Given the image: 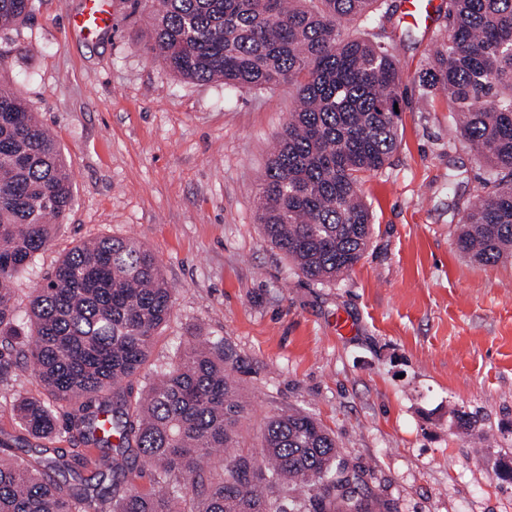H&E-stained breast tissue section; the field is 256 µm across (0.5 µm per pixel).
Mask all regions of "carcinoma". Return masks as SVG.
<instances>
[{"label": "carcinoma", "mask_w": 512, "mask_h": 512, "mask_svg": "<svg viewBox=\"0 0 512 512\" xmlns=\"http://www.w3.org/2000/svg\"><path fill=\"white\" fill-rule=\"evenodd\" d=\"M386 0H160L152 49L171 70L229 88L297 89L256 195L264 236L298 276L322 284L350 272L371 237L360 195L397 148L403 78L391 47L344 23ZM448 25L418 75L488 167L460 219L462 254L512 260V0H446ZM32 0H0V29ZM74 201L73 176L26 103L0 84V381L23 357L47 393L17 396L19 427L37 440L73 434L81 447L0 442V512H371V493L336 438L311 415L271 417L255 456L239 448L244 407L231 356L190 344L144 397L141 373L170 317L173 288L142 243L104 237L72 247L34 289L25 316L9 284L51 245ZM72 407L68 418L57 407ZM103 452L90 460L85 449ZM215 472L202 463L215 452ZM92 466V476L81 470Z\"/></svg>", "instance_id": "1"}]
</instances>
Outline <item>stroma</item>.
I'll return each instance as SVG.
<instances>
[{
  "instance_id": "stroma-1",
  "label": "stroma",
  "mask_w": 512,
  "mask_h": 512,
  "mask_svg": "<svg viewBox=\"0 0 512 512\" xmlns=\"http://www.w3.org/2000/svg\"><path fill=\"white\" fill-rule=\"evenodd\" d=\"M94 39L68 19L84 0H33L0 30V81L28 104L73 173L74 204L52 244L14 285L19 308L72 246L133 238L157 258L173 306L146 389L195 338L223 342L245 402L239 445L262 448L269 418L293 408L336 437L392 512H512V263L480 265L457 227L486 170L456 132L442 95L416 83L444 21L393 18L379 33L403 75L398 147L361 190L372 234L348 275H296L256 219V194L296 92L225 90L172 72L151 49L154 0H109ZM40 396L32 367L0 382V437L19 427L15 394ZM490 434L484 447L457 412Z\"/></svg>"
}]
</instances>
